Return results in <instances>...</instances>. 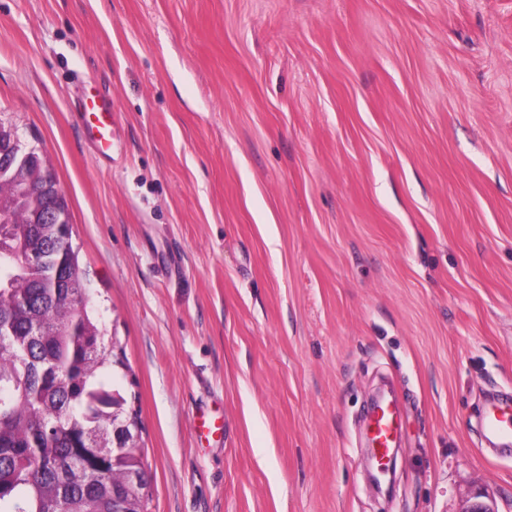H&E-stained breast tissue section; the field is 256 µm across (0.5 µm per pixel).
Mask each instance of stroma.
<instances>
[{"label": "stroma", "instance_id": "1", "mask_svg": "<svg viewBox=\"0 0 512 512\" xmlns=\"http://www.w3.org/2000/svg\"><path fill=\"white\" fill-rule=\"evenodd\" d=\"M0 121L132 367L148 512H512V0H0ZM83 123L96 137L103 151L109 150L112 139V98L94 94L84 105ZM6 127L11 132L12 139H14L17 143H21V145L24 148L25 152L29 153V152L34 150L35 152L39 153L42 156L43 166L45 167V173H44L45 177H47L50 174H53L52 169L50 167V164L48 163V161L44 157L43 153L40 150H38L37 148H35V147L27 148L25 146V144H23V142L21 140V136H20L18 130L15 127L8 126V125ZM28 153L23 155L18 161H15L14 157H11L9 159H5L1 163V159H0V175L3 172L12 170V171H14V174L12 175L11 178H13V177H15L16 179L25 178V179H27L29 181H33V180L37 179L39 177V172L38 171L28 172L24 168L27 165L26 164V159L28 158ZM484 430L495 437L502 449H512V406L507 402L490 403L483 418ZM370 423L376 452L384 458L398 438L401 429L399 414L392 405L384 403L372 409Z\"/></svg>", "mask_w": 512, "mask_h": 512}]
</instances>
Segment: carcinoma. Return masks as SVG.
Wrapping results in <instances>:
<instances>
[{
    "instance_id": "obj_1",
    "label": "carcinoma",
    "mask_w": 512,
    "mask_h": 512,
    "mask_svg": "<svg viewBox=\"0 0 512 512\" xmlns=\"http://www.w3.org/2000/svg\"><path fill=\"white\" fill-rule=\"evenodd\" d=\"M0 221V512H147L130 367L105 335L72 225L40 224L42 198L8 188Z\"/></svg>"
}]
</instances>
